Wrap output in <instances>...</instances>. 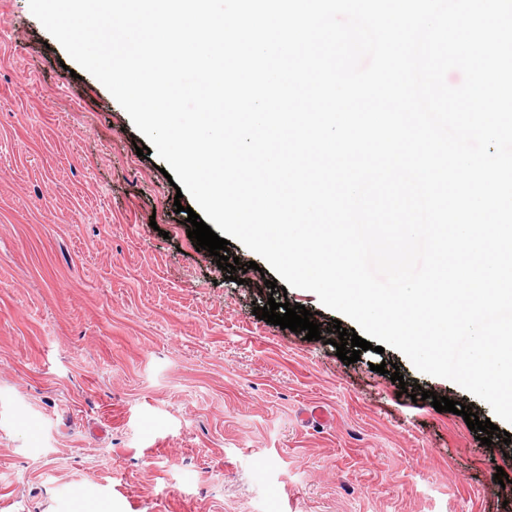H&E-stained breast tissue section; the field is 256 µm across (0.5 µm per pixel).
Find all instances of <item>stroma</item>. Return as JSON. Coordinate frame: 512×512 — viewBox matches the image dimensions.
Segmentation results:
<instances>
[{
    "label": "stroma",
    "instance_id": "obj_1",
    "mask_svg": "<svg viewBox=\"0 0 512 512\" xmlns=\"http://www.w3.org/2000/svg\"><path fill=\"white\" fill-rule=\"evenodd\" d=\"M75 67L29 0H0V512H512V444L407 392L490 407L392 347L348 365L258 319L272 298L354 326L235 239L228 280Z\"/></svg>",
    "mask_w": 512,
    "mask_h": 512
}]
</instances>
